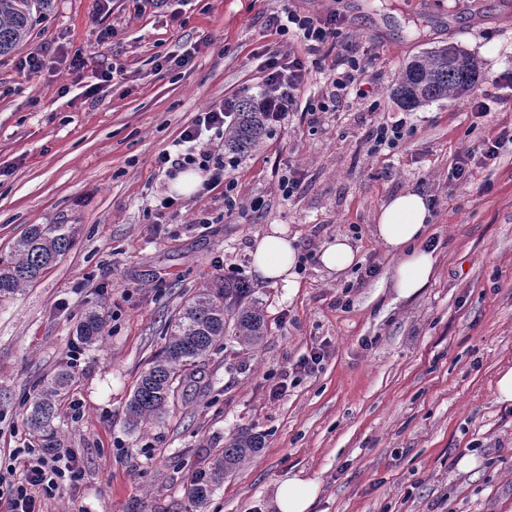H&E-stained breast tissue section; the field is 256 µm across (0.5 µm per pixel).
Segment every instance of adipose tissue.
Masks as SVG:
<instances>
[{"label":"adipose tissue","mask_w":512,"mask_h":512,"mask_svg":"<svg viewBox=\"0 0 512 512\" xmlns=\"http://www.w3.org/2000/svg\"><path fill=\"white\" fill-rule=\"evenodd\" d=\"M431 219L426 196L408 190L387 200L373 226L376 238L399 259L394 286L400 297H414L432 278L433 255L421 246ZM296 264L297 249L282 225H271L258 237L251 252V265L259 279L295 288ZM318 494L319 488L314 480L295 475L278 482L274 505L277 512H312Z\"/></svg>","instance_id":"1"}]
</instances>
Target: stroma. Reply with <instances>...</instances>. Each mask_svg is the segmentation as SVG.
<instances>
[{"instance_id": "obj_1", "label": "stroma", "mask_w": 512, "mask_h": 512, "mask_svg": "<svg viewBox=\"0 0 512 512\" xmlns=\"http://www.w3.org/2000/svg\"><path fill=\"white\" fill-rule=\"evenodd\" d=\"M274 11L340 15L342 34L316 53L309 86L319 89L337 56H365L371 100L313 115L297 106L241 154L233 213L217 188L158 215L178 178L158 154L175 151L206 107L256 93L268 48L304 54L270 32ZM32 14L28 43L0 56V252L31 224L64 225L73 244L36 284L0 300V448L31 443L23 412L35 384L68 370L57 425L82 478L44 512H186L192 472L245 430L263 447L206 512H273L277 482L295 474L319 483L314 512H512V404L495 398L512 367V144L474 169L472 189L450 174L459 152L512 124V90L494 82L512 67V0H170L162 13L111 0L102 14L93 0H32ZM448 42L477 61L475 93L494 99L481 124L468 98L405 112L391 94L408 60ZM40 44L80 56L83 71L19 74ZM183 52L193 67L166 66ZM107 68L116 74L101 101H86L87 76ZM374 112L404 113L402 147L371 152ZM291 168L300 180L286 196L279 180ZM408 189L431 205L424 247L435 270L404 299L392 286L397 260L371 229ZM201 212L208 223H194ZM273 224L302 254L349 236L358 264L336 276L314 258L291 292L262 282L250 252ZM238 279L265 318L262 342L246 347L227 328L186 394L130 430L126 404L168 320L198 289ZM91 309L107 320L87 345L76 329ZM317 348L321 364L297 373ZM468 457L475 467L463 468Z\"/></svg>"}]
</instances>
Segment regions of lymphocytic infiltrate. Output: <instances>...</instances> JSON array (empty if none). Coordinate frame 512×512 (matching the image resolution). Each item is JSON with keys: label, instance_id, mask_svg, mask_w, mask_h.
<instances>
[{"label": "lymphocytic infiltrate", "instance_id": "f902f5d3", "mask_svg": "<svg viewBox=\"0 0 512 512\" xmlns=\"http://www.w3.org/2000/svg\"><path fill=\"white\" fill-rule=\"evenodd\" d=\"M268 26L279 35L296 34L308 47L316 51L335 39L341 29L336 15L319 20L295 12L287 15L271 13ZM369 68L359 58L349 56L334 63L320 94L310 104L311 112H328L348 98L365 100L372 96L373 87L368 77ZM309 69L301 57L270 51L265 61V75L261 91L252 98L253 105L265 116L268 127L284 123L297 103V96L307 84ZM238 104L225 100L209 106L199 113L192 124L185 127L179 141L184 149L170 154L161 153L157 162L175 169L192 168L203 176L204 187L223 186L224 207L235 210L238 199L236 184L227 174L236 167L239 159L214 149L215 140L223 138L224 130L236 116ZM512 142V126L502 128L495 136L483 138L479 144L461 151L455 160L452 177L455 181L468 182L473 168L487 165L497 159L503 142ZM21 473V480H14V473ZM81 470L75 454L67 448L54 452L34 446L16 448L9 453V462L0 469V500L7 512H42L41 501L56 495L60 489L78 483Z\"/></svg>", "mask_w": 512, "mask_h": 512}]
</instances>
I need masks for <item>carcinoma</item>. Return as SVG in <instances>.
Returning a JSON list of instances; mask_svg holds the SVG:
<instances>
[{
	"label": "carcinoma",
	"instance_id": "obj_1",
	"mask_svg": "<svg viewBox=\"0 0 512 512\" xmlns=\"http://www.w3.org/2000/svg\"><path fill=\"white\" fill-rule=\"evenodd\" d=\"M32 29L30 0H0V55L12 52L28 40ZM481 71L474 58L455 43L423 53L401 72L392 95L408 110L443 98H460L476 84ZM262 113L248 100L239 105L224 146L233 153H244L267 134ZM72 241L62 224H31L17 238L10 251L0 256V298L11 297L37 282L44 272L71 248ZM225 289L203 290L192 296L181 314L171 323L162 350L141 373L126 408L128 426L135 430L143 423L164 415L184 386V370L196 367L224 341ZM105 315L90 311L77 328L83 343L102 337ZM236 328L241 342L256 346L264 336L263 314L255 307L236 313ZM70 374L59 371L51 380L33 390L26 423L40 447L52 451L59 445L54 420L66 395ZM262 447V435L242 433L230 441L209 466L192 474L185 495L194 512H204L224 477Z\"/></svg>",
	"mask_w": 512,
	"mask_h": 512
}]
</instances>
